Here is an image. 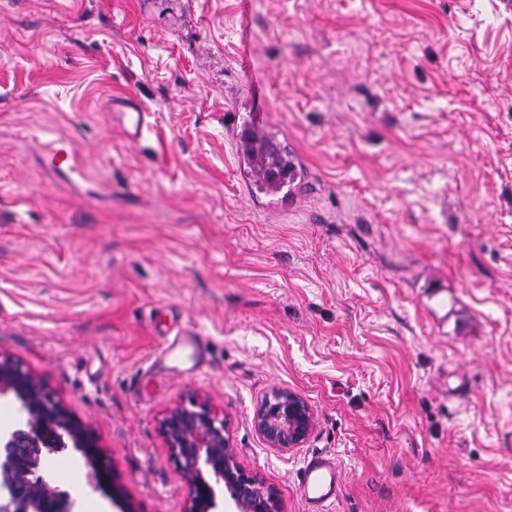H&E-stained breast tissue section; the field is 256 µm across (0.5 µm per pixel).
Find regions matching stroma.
Segmentation results:
<instances>
[{
  "instance_id": "1",
  "label": "stroma",
  "mask_w": 512,
  "mask_h": 512,
  "mask_svg": "<svg viewBox=\"0 0 512 512\" xmlns=\"http://www.w3.org/2000/svg\"><path fill=\"white\" fill-rule=\"evenodd\" d=\"M265 81L267 97L245 84ZM152 130L130 143L112 103ZM268 114L301 168L255 196L230 138ZM68 138L84 176L43 164ZM208 339L202 374L159 362ZM0 352L97 437L47 467L76 512H183L160 430L208 401L308 512H512V0H0ZM299 393L303 447L253 417ZM206 340L201 333L194 329H184L178 331L175 336L166 341L164 345V353L168 357H179L186 351H191L192 358L195 360L194 369L198 373L202 372L199 370L202 366V356ZM253 426L267 447L288 451L303 446L315 426V417L300 394L279 390L261 404ZM300 490L310 512H326L342 490L336 458L327 452H314L304 459Z\"/></svg>"
}]
</instances>
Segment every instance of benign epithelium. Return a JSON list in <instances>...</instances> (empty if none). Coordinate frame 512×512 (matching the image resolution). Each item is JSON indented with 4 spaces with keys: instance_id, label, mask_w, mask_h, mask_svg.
I'll return each mask as SVG.
<instances>
[{
    "instance_id": "7a95c632",
    "label": "benign epithelium",
    "mask_w": 512,
    "mask_h": 512,
    "mask_svg": "<svg viewBox=\"0 0 512 512\" xmlns=\"http://www.w3.org/2000/svg\"><path fill=\"white\" fill-rule=\"evenodd\" d=\"M12 392L21 401L26 422L0 432V512H72L70 496L50 481L47 456L73 444L88 450L98 479L101 467L96 438L45 384L0 353V394ZM253 426L267 447L300 448L315 426L314 412L298 393L279 390L266 398ZM161 433L187 488L184 512H280L274 487L246 470L231 445L228 422L205 401L179 404L160 423ZM223 485L218 500L216 486Z\"/></svg>"
}]
</instances>
